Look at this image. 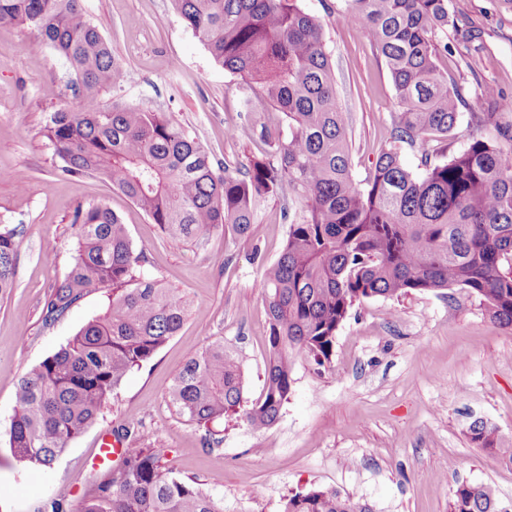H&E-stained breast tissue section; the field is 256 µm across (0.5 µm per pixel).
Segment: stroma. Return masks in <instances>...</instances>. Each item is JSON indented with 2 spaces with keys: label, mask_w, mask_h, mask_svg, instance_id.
Masks as SVG:
<instances>
[{
  "label": "stroma",
  "mask_w": 512,
  "mask_h": 512,
  "mask_svg": "<svg viewBox=\"0 0 512 512\" xmlns=\"http://www.w3.org/2000/svg\"><path fill=\"white\" fill-rule=\"evenodd\" d=\"M322 24L336 65V93L352 137V177L364 183L399 112L384 60L362 28L343 19L346 0H300ZM91 22L126 70L104 94L152 112L196 137L215 167L246 168L260 141L228 140L224 128L285 129L281 112L241 104L240 80L211 58L171 0H84ZM454 29L439 34L440 60L463 103L449 153L485 135L473 118L476 99L512 98V0H448ZM26 42V52L12 47ZM62 59L34 30L0 25V222L18 227L16 286L0 298V512H74L99 468L102 438L118 425L165 449L175 476L199 480L224 512H283L289 492L334 488L363 497L374 512H450L459 482L491 486L512 501V465L471 443L469 426L495 428L512 446V326L492 322L481 299L452 288L371 298L339 327L329 364L293 357V390L278 421L253 431L243 421L217 423L223 442L205 447L164 390L189 349L215 340L242 361L248 401L263 391L268 354L264 270L288 233L283 197L260 203L252 238L216 231L201 249L167 238L102 177L68 178L55 169L41 134L45 117L75 106ZM103 202L119 215L148 277L191 305L184 325L142 368L132 370L97 421L70 440L51 466L28 467L5 435L19 379L102 314L105 292L86 295L63 317L43 324L46 292L76 254L69 228L76 205ZM261 258L251 261V251Z\"/></svg>",
  "instance_id": "obj_1"
}]
</instances>
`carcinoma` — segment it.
<instances>
[{"label":"carcinoma","mask_w":512,"mask_h":512,"mask_svg":"<svg viewBox=\"0 0 512 512\" xmlns=\"http://www.w3.org/2000/svg\"><path fill=\"white\" fill-rule=\"evenodd\" d=\"M212 59L237 75L246 103L283 113L288 139L262 125L249 132L270 150L245 172H218L195 138L157 112L101 94L126 77L82 0H0V24L36 31L64 60L78 108L49 114L42 134L57 170L100 176L173 240L202 246L218 229L251 238L260 203L288 191L300 210L288 219L283 251L265 270L268 360L260 399L244 405L242 362L215 341L192 349L165 395L187 422L219 444L211 426L241 415L254 430L275 424L293 387L292 357L329 361L336 333L356 302L461 288L482 299L492 321L512 325V100L476 101L473 118L495 135L472 138L446 160L421 155L419 175L398 148L382 151L363 185L351 174L346 114L322 26L299 0H172ZM345 18L362 27L383 56L400 112L396 142L441 144L457 130L460 95L441 70L438 32L452 23L448 0H347ZM78 248L65 276L46 293L53 322L94 291L110 292L104 315L20 378L7 431L13 457L48 467L92 425L123 379L181 329L189 303L142 271L126 225L106 204L74 209ZM16 229L0 225V297L15 287ZM470 440L512 465L482 421ZM165 450L127 448L118 469L102 470L75 512H224L194 480L172 475ZM283 512H372L334 488L288 495ZM451 512H512L491 487L460 483Z\"/></svg>","instance_id":"carcinoma-1"}]
</instances>
